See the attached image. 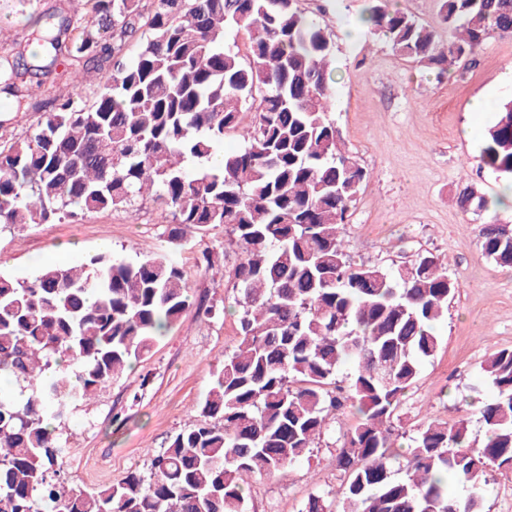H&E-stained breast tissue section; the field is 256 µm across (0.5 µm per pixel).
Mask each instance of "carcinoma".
<instances>
[{"label": "carcinoma", "instance_id": "obj_1", "mask_svg": "<svg viewBox=\"0 0 512 512\" xmlns=\"http://www.w3.org/2000/svg\"><path fill=\"white\" fill-rule=\"evenodd\" d=\"M89 2L77 27L55 11L36 15L40 50L0 57V92L19 112L39 108L25 87L45 84L62 57L101 73L92 104L55 96L54 111L0 147V226L126 209L150 194L173 243L222 224L240 254L239 342L201 422L175 434L149 473L69 489L57 424L151 351L190 306V288L163 256L134 263L109 252L26 281L0 275V375L19 391L0 392V512H246L248 479L305 458L344 407L358 418L336 455L342 512H483L489 469L512 468V351L482 364L495 389L481 410L484 443H470L464 421H430L395 476L393 412L437 352L434 325L456 286L432 256L351 266L339 229L366 173L342 152L330 116L326 30L300 0ZM368 20L395 52L444 74L490 36L512 37V0H441L446 41L399 10L374 6ZM226 26L245 37V54L224 46ZM231 134L243 147L212 166ZM480 163L512 175L511 101ZM457 203L488 209L472 187ZM479 235L485 256L511 268L512 225L487 221ZM451 482L467 494L450 493Z\"/></svg>", "mask_w": 512, "mask_h": 512}]
</instances>
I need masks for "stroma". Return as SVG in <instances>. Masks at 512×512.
I'll return each mask as SVG.
<instances>
[{
	"label": "stroma",
	"mask_w": 512,
	"mask_h": 512,
	"mask_svg": "<svg viewBox=\"0 0 512 512\" xmlns=\"http://www.w3.org/2000/svg\"><path fill=\"white\" fill-rule=\"evenodd\" d=\"M378 0H301L307 16L326 28L334 47L336 79L331 116L342 150L353 156L366 179L342 230L353 266L395 267L433 256L457 286L448 312L437 324L440 347L426 361L393 416L394 439L408 445L430 421H465L470 440L486 434L480 409L494 396L481 364L512 350V269L498 266L481 249L478 230L486 218L512 225V210L477 216L457 204L467 186L487 199L501 193L503 175L480 164L484 136L467 135L474 100L490 98V114L512 100L503 74L512 68V39L488 38L473 63L446 74L392 50L367 22ZM63 7L83 21L88 0H0V54L24 40L28 21ZM72 68L60 64L44 87L91 103L99 87L94 70L72 84ZM224 229L210 226L176 245L170 243L153 198L138 207L85 214L54 224L0 230V272L24 280L67 250L65 265L84 263L111 251L131 262L165 257L184 272L192 304L159 336L151 352L124 371L93 400L78 404L58 427L65 447L62 467L68 484L93 490L131 471H148L167 441L199 420V405L238 343V292L232 270L238 261L224 247ZM213 265L200 268L203 252ZM355 422L338 413L309 457L271 476L250 478L247 512H302L311 494L342 505L336 492L344 474L335 463L342 436Z\"/></svg>",
	"instance_id": "obj_1"
}]
</instances>
